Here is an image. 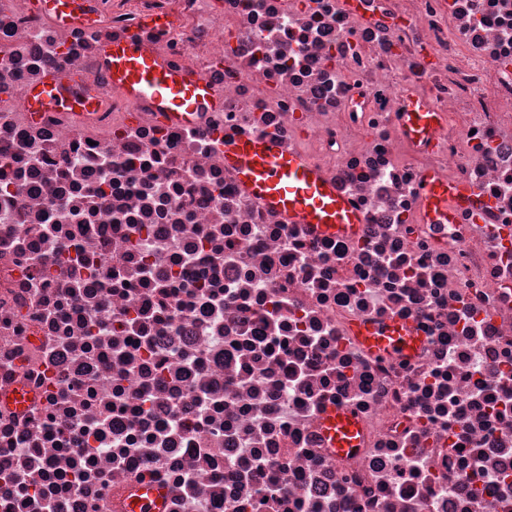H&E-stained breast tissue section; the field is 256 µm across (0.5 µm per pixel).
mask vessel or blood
Instances as JSON below:
<instances>
[{"label":"vessel or blood","instance_id":"1","mask_svg":"<svg viewBox=\"0 0 512 512\" xmlns=\"http://www.w3.org/2000/svg\"><path fill=\"white\" fill-rule=\"evenodd\" d=\"M37 9L63 26L91 20L85 0H38ZM101 55L113 87L130 101H151L164 124L191 125L199 112L217 104L203 77L172 67L142 39L112 41L103 46ZM96 102L92 90L71 88L66 79L57 78L32 87L25 109L35 116L44 112L76 115L91 110ZM439 124L437 112L416 98L407 101L399 117L402 134L420 147L433 145ZM224 164L234 170L251 198L280 212L288 222L305 225L315 236L347 235L363 221L355 205L338 195L306 157L281 149L270 138L256 134L225 140ZM460 193L457 186L426 175L421 202L427 222L452 223L450 202ZM360 336L373 350L395 359L412 357L418 347L411 324L402 321L372 326ZM323 427L337 453L354 446L359 425L352 414L328 408Z\"/></svg>","mask_w":512,"mask_h":512}]
</instances>
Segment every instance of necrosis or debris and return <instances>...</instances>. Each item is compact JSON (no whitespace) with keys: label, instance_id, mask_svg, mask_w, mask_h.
Returning <instances> with one entry per match:
<instances>
[{"label":"necrosis or debris","instance_id":"4bbe7bcc","mask_svg":"<svg viewBox=\"0 0 512 512\" xmlns=\"http://www.w3.org/2000/svg\"><path fill=\"white\" fill-rule=\"evenodd\" d=\"M0 0V512H512V0ZM173 16L160 35L144 17ZM137 36L221 109L159 123L99 65ZM53 75L80 118L30 119ZM439 145L400 133L406 95ZM305 154L360 209L315 238L245 194L224 140ZM463 183L425 223V172ZM408 320L414 357L357 323ZM360 442L334 453L328 406ZM36 10L62 26L87 24L91 21L84 0H37ZM66 78H57L31 88L25 109L38 117L42 112H67L77 115L95 107L96 93L89 89H73Z\"/></svg>","mask_w":512,"mask_h":512}]
</instances>
